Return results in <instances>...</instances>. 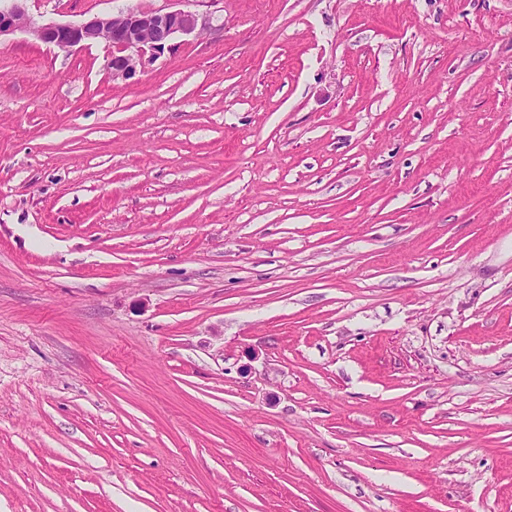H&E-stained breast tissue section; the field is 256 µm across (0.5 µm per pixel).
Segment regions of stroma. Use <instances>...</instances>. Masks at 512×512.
<instances>
[{"instance_id": "1", "label": "stroma", "mask_w": 512, "mask_h": 512, "mask_svg": "<svg viewBox=\"0 0 512 512\" xmlns=\"http://www.w3.org/2000/svg\"><path fill=\"white\" fill-rule=\"evenodd\" d=\"M128 8L0 38V512H512V0ZM26 0H12L10 7L0 9V38L25 32L36 40L61 49L88 47L105 41L112 47L107 68L113 79L129 80L138 68L160 56L171 47L177 35L194 32L199 25L196 13L185 10L167 12L141 11L129 8L106 17H93L79 24L34 23L25 8Z\"/></svg>"}]
</instances>
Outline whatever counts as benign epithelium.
I'll use <instances>...</instances> for the list:
<instances>
[{
	"label": "benign epithelium",
	"mask_w": 512,
	"mask_h": 512,
	"mask_svg": "<svg viewBox=\"0 0 512 512\" xmlns=\"http://www.w3.org/2000/svg\"><path fill=\"white\" fill-rule=\"evenodd\" d=\"M24 2L12 0L11 6L0 9V37L25 32L43 44L61 49L104 41L112 47L107 68L114 80L133 78L144 68L145 56L153 59L163 54L176 36L190 34L199 25L198 15L191 11L152 12L133 8L79 24H36Z\"/></svg>",
	"instance_id": "7a95c632"
}]
</instances>
